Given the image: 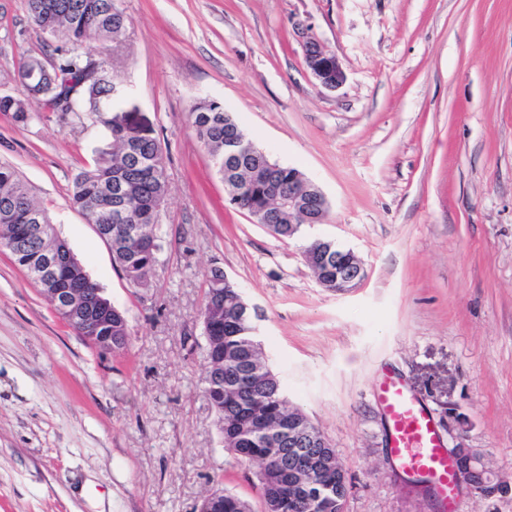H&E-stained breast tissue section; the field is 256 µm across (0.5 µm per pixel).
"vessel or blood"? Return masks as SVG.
I'll return each mask as SVG.
<instances>
[{
    "mask_svg": "<svg viewBox=\"0 0 512 512\" xmlns=\"http://www.w3.org/2000/svg\"><path fill=\"white\" fill-rule=\"evenodd\" d=\"M377 401L386 417L389 450L408 476H421L434 486L446 512H456L458 488L454 468L438 428L419 399L396 376L383 373Z\"/></svg>",
    "mask_w": 512,
    "mask_h": 512,
    "instance_id": "vessel-or-blood-1",
    "label": "vessel or blood"
}]
</instances>
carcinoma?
Instances as JSON below:
<instances>
[{"instance_id":"obj_1","label":"carcinoma","mask_w":512,"mask_h":512,"mask_svg":"<svg viewBox=\"0 0 512 512\" xmlns=\"http://www.w3.org/2000/svg\"><path fill=\"white\" fill-rule=\"evenodd\" d=\"M24 5L31 23L57 40L53 64L61 74L83 72L91 59L81 52L83 44L91 40L117 43L129 24L119 0H24ZM101 68L104 73L86 82L64 111L94 115L112 149L95 151L93 166L76 174L70 203L95 226L105 225L110 236L103 241L110 246L114 263L130 285L145 288L154 259L142 239L154 233V211L167 199L166 164L153 126L126 121L121 101L114 96L116 80L108 76L112 69L106 64ZM24 90L22 97L0 95V112H11L21 121L40 119L57 97L56 86L48 82L32 88L26 85ZM189 121L198 141L214 158L217 174L224 176V141L241 128L223 103L206 98L191 106ZM256 162L255 157L247 160L228 186L237 207L247 213L266 204L264 182L255 175ZM105 176L125 191L118 212L113 207V189L102 187ZM51 223L49 212L36 202L28 184L14 167L1 162L0 240L31 279L44 244L30 231V225ZM58 283L62 288L85 291L98 287L91 278L67 267L59 270ZM241 299L235 284L215 287L207 281L202 313L209 326V376L215 381L208 384L206 394L224 449L258 466L256 477L262 494L276 497L278 512H300L298 499L304 501L306 512H344L348 496L345 469H325L299 484L290 482L281 464L295 449L275 432L256 427V422L264 420L286 430L308 418L290 402L281 380L269 367L261 371L253 367L250 351L257 336L251 316L242 311ZM97 335L112 337V352L125 350L129 336L124 313L112 308V325L100 328ZM246 506L247 501L223 490L211 493L201 503L205 512H243Z\"/></svg>"}]
</instances>
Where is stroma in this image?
<instances>
[{
    "label": "stroma",
    "instance_id": "stroma-1",
    "mask_svg": "<svg viewBox=\"0 0 512 512\" xmlns=\"http://www.w3.org/2000/svg\"><path fill=\"white\" fill-rule=\"evenodd\" d=\"M124 46L89 51L131 88L161 143L169 195L161 251L132 287L69 204L103 146L91 114L0 113V161L50 211L129 345L103 354L0 249V512H198L226 490L259 508L256 465L225 452L207 399L200 309L224 269L250 307L269 368L347 470L345 512H440L396 469L372 388L394 371L447 448L479 451L499 483L459 512H512V0H121ZM317 38L346 73L320 87ZM53 43L23 0H0V95ZM224 103L270 159L324 192L322 223L275 238L225 199L188 124ZM352 250L367 279L317 285L302 247Z\"/></svg>",
    "mask_w": 512,
    "mask_h": 512
}]
</instances>
